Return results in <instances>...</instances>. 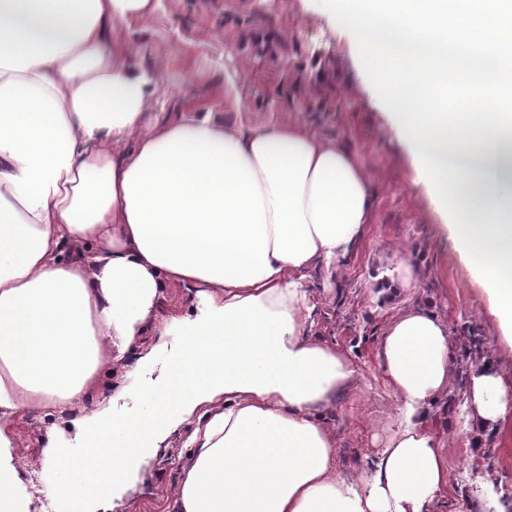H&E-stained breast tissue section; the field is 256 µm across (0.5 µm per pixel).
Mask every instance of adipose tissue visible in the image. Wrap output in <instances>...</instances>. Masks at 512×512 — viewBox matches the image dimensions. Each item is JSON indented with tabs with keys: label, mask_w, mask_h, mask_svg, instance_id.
<instances>
[{
	"label": "adipose tissue",
	"mask_w": 512,
	"mask_h": 512,
	"mask_svg": "<svg viewBox=\"0 0 512 512\" xmlns=\"http://www.w3.org/2000/svg\"><path fill=\"white\" fill-rule=\"evenodd\" d=\"M395 111L419 172L512 338V0H330ZM158 0H0V512L112 491L172 432L185 456L165 512H434L449 483L425 409L453 368L447 325L411 308L388 323L383 371L399 422L372 473L336 469L324 418L358 369L311 336L307 277L335 266L372 216L346 145L297 124L156 112L159 68L128 32ZM467 107L449 111V83ZM183 287L195 317L163 313ZM177 342L146 417L113 403L153 343ZM475 422L512 415V380L471 375ZM82 424L72 458L46 431L35 482L21 420Z\"/></svg>",
	"instance_id": "adipose-tissue-1"
}]
</instances>
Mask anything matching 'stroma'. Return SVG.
<instances>
[{
  "instance_id": "1",
  "label": "stroma",
  "mask_w": 512,
  "mask_h": 512,
  "mask_svg": "<svg viewBox=\"0 0 512 512\" xmlns=\"http://www.w3.org/2000/svg\"><path fill=\"white\" fill-rule=\"evenodd\" d=\"M130 37L143 65L184 52L208 73L194 83L173 70L163 73L153 111L202 109L216 85H229L234 100L223 107L226 121L297 123L346 144L366 166L372 222L339 258L334 276L316 268L308 277L313 334L348 354L360 371L356 386L326 415L336 433L338 470L347 476L373 471L375 448L395 429L398 397L381 367L382 339L392 316L421 307L447 324L455 359L448 386L426 410L427 425L447 442L450 481L436 512H477L487 481L512 491V417L484 430L469 420L465 405L471 374L483 361L512 378V342L504 339L470 259L420 178L355 33L327 0H161L153 18ZM403 260L417 269L409 288L397 273ZM172 358V345L155 348L139 375V392L113 404L114 419L151 412L149 388ZM52 426L71 456L83 455L84 438L69 417L37 415L19 425L25 457L39 460V439ZM182 441L176 432L157 449L121 489L113 512H161L178 477Z\"/></svg>"
}]
</instances>
